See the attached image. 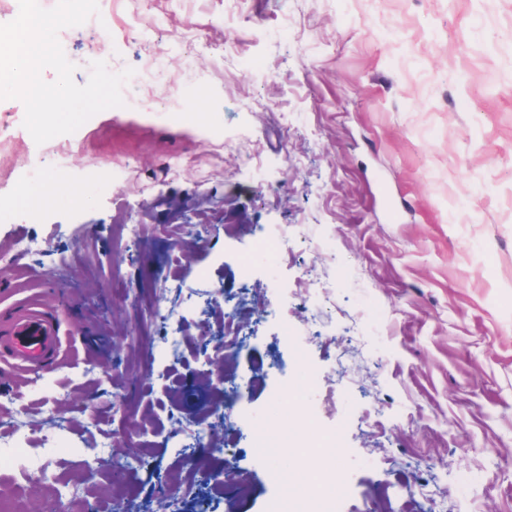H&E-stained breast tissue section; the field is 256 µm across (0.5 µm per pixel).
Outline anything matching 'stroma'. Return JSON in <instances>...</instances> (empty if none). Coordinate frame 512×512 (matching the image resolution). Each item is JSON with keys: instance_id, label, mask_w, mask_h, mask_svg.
<instances>
[{"instance_id": "35a3bbf8", "label": "stroma", "mask_w": 512, "mask_h": 512, "mask_svg": "<svg viewBox=\"0 0 512 512\" xmlns=\"http://www.w3.org/2000/svg\"><path fill=\"white\" fill-rule=\"evenodd\" d=\"M108 8L110 29L58 34L75 83L94 57L115 74L158 58L156 82H126L124 106L41 145L22 102L0 100V199L18 210L0 211V300L60 305L73 342L36 390L0 366L7 417L50 439L33 462L55 457L58 488L89 512H153L184 452H209L200 428L227 430L224 466L265 512L288 460L254 462L248 426L271 421L275 389L301 386L296 414L347 449L312 512L336 498L368 512L381 488L405 512H512V0ZM228 34L235 51L210 53ZM58 178L81 195L26 213ZM122 223L136 239L119 240ZM269 232L288 236L273 258L255 251ZM19 240L32 250L14 254ZM179 240L200 246L182 257ZM244 257L253 277L234 281ZM153 267L165 325L142 303ZM224 291L248 319L231 350ZM106 431L148 449L150 468L118 490L108 474L72 481L52 439L92 462Z\"/></svg>"}]
</instances>
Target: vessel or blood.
<instances>
[{
    "label": "vessel or blood",
    "mask_w": 512,
    "mask_h": 512,
    "mask_svg": "<svg viewBox=\"0 0 512 512\" xmlns=\"http://www.w3.org/2000/svg\"><path fill=\"white\" fill-rule=\"evenodd\" d=\"M63 343L57 309L36 303L0 309V365L38 377L56 367Z\"/></svg>",
    "instance_id": "b4317fda"
}]
</instances>
